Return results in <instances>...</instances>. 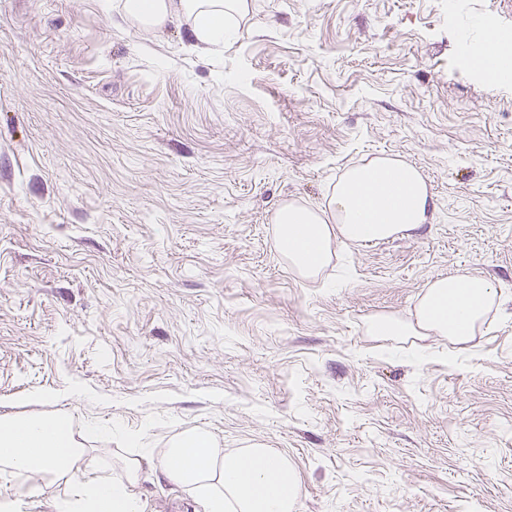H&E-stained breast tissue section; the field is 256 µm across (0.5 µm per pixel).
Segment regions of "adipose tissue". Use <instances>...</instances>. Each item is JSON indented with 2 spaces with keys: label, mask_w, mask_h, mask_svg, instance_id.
<instances>
[{
  "label": "adipose tissue",
  "mask_w": 512,
  "mask_h": 512,
  "mask_svg": "<svg viewBox=\"0 0 512 512\" xmlns=\"http://www.w3.org/2000/svg\"><path fill=\"white\" fill-rule=\"evenodd\" d=\"M246 0H124L123 14L148 30L188 25L198 45L223 46L228 20ZM431 198L420 172L405 162L376 159L348 169L336 184L335 222L308 208L281 206L274 217L282 255L306 275L318 274L332 254L333 238L371 243L417 231L428 221ZM497 290L480 276H453L430 283L413 324L389 318L373 322L377 336L419 332L466 345L493 304ZM83 450L60 416L0 417V467L25 474L36 485L73 477ZM152 462L169 483L192 488L203 512H295L298 482L286 458L260 446L221 454L211 436L184 433L161 457L142 449L125 460L123 476L81 484L60 512H137L132 492L143 462Z\"/></svg>",
  "instance_id": "ef3b65f1"
}]
</instances>
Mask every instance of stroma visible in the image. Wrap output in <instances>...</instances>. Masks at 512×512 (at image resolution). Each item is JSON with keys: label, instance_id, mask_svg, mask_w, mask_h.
<instances>
[{"label": "stroma", "instance_id": "obj_1", "mask_svg": "<svg viewBox=\"0 0 512 512\" xmlns=\"http://www.w3.org/2000/svg\"><path fill=\"white\" fill-rule=\"evenodd\" d=\"M118 2L0 0V415L65 416L81 478L199 431L286 457L296 512H512V81L459 63L512 0H248L211 52ZM379 157L428 223L299 275L276 209ZM466 274L505 292L471 344L373 335ZM73 492L0 472L18 512Z\"/></svg>", "mask_w": 512, "mask_h": 512}]
</instances>
